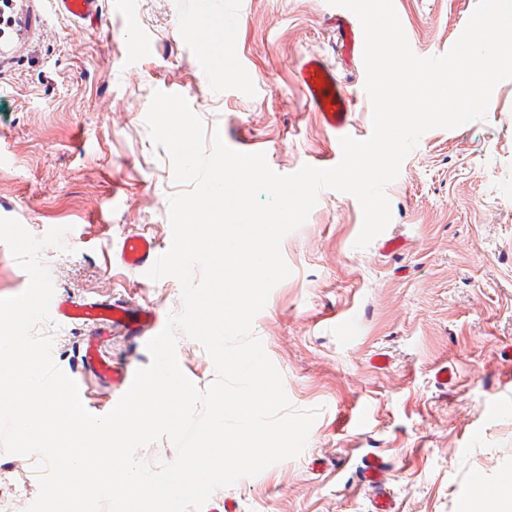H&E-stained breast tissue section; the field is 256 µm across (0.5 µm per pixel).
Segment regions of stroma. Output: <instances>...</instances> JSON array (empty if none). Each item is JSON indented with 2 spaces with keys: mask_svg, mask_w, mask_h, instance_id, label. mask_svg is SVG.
<instances>
[{
  "mask_svg": "<svg viewBox=\"0 0 512 512\" xmlns=\"http://www.w3.org/2000/svg\"><path fill=\"white\" fill-rule=\"evenodd\" d=\"M241 21L222 66L205 69L199 45L220 35L216 0H100L75 21L56 0H13L0 29V218L35 236L65 226V250L41 254L54 296L77 304L120 301L182 309L176 278L154 281L121 265L135 233L169 249L171 197L182 193L145 122L154 91L182 95L231 149L265 153L288 175L336 164V137L305 104L296 67L315 54L355 95L350 133H372L362 58L336 51L327 0H239ZM415 55L446 53L477 0H394ZM392 219L367 247L355 241L359 201L321 191L307 221L282 241L292 274L271 292L253 332L280 371L294 408H320L296 458L216 490L207 502L237 512H370L359 478L365 455L388 464L396 512H459L481 476L483 512L512 484V81L498 84L484 120L433 129L388 185ZM350 318L342 339L336 321ZM39 332L93 414L120 391L83 361L86 339L129 372L148 366L152 330L130 335L52 319ZM198 388L218 378L196 341L177 343ZM448 367L453 379L440 385ZM369 405L364 428L350 415ZM46 470L0 448V512H25Z\"/></svg>",
  "mask_w": 512,
  "mask_h": 512,
  "instance_id": "1",
  "label": "stroma"
}]
</instances>
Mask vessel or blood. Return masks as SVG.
<instances>
[{"instance_id":"obj_1","label":"vessel or blood","mask_w":512,"mask_h":512,"mask_svg":"<svg viewBox=\"0 0 512 512\" xmlns=\"http://www.w3.org/2000/svg\"><path fill=\"white\" fill-rule=\"evenodd\" d=\"M58 5L63 13L79 20H93L97 13V0H58ZM335 23L338 34L337 46L343 55L351 57L361 52L363 44L353 23L341 15L336 17ZM297 84L308 107L315 112L322 124L334 131L337 137H344L350 124L349 115L353 98L335 70L320 57L302 59L297 68ZM159 255L157 243L142 235L125 238L119 253L122 264L132 269L152 267ZM54 311L64 320H81L95 324L109 322L130 332H138L157 323L154 313L130 308L122 302L95 301L75 305L60 300L56 302ZM85 359L95 365L101 374L111 378L113 384L121 391H128L131 387L133 379L130 374L115 370L100 361L94 344H87Z\"/></svg>"}]
</instances>
